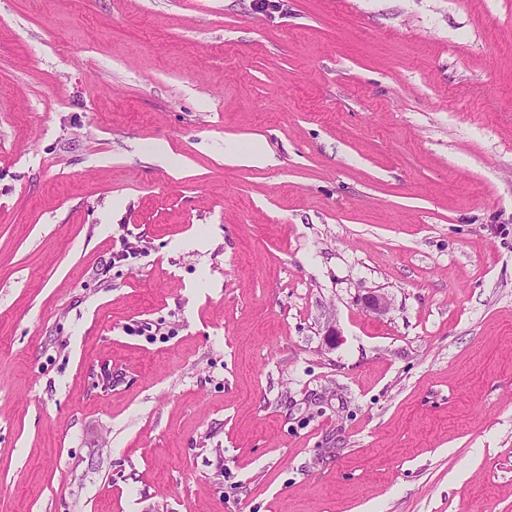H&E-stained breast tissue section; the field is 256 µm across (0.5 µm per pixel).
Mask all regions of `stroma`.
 Wrapping results in <instances>:
<instances>
[{"label":"stroma","instance_id":"1","mask_svg":"<svg viewBox=\"0 0 512 512\" xmlns=\"http://www.w3.org/2000/svg\"><path fill=\"white\" fill-rule=\"evenodd\" d=\"M0 512H512V0H0Z\"/></svg>","mask_w":512,"mask_h":512}]
</instances>
